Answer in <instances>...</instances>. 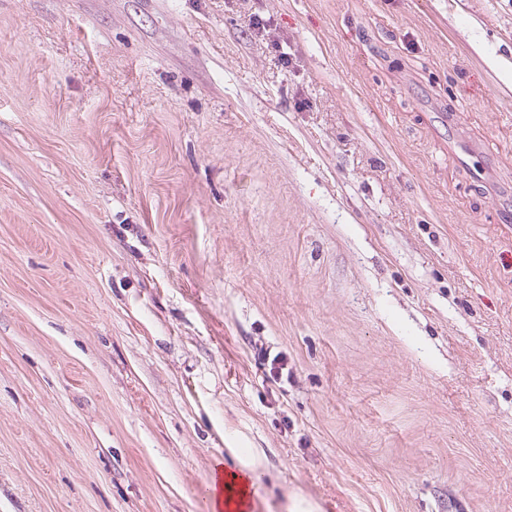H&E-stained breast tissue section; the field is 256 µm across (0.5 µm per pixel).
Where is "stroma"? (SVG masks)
<instances>
[{
  "label": "stroma",
  "instance_id": "obj_1",
  "mask_svg": "<svg viewBox=\"0 0 512 512\" xmlns=\"http://www.w3.org/2000/svg\"><path fill=\"white\" fill-rule=\"evenodd\" d=\"M508 78L512 0H0V512H512ZM226 450L231 464L218 468L220 475L216 493L217 508L220 512L226 511V502L231 501L237 506L235 512H245L250 506L251 478L262 465L263 453L258 448Z\"/></svg>",
  "mask_w": 512,
  "mask_h": 512
}]
</instances>
